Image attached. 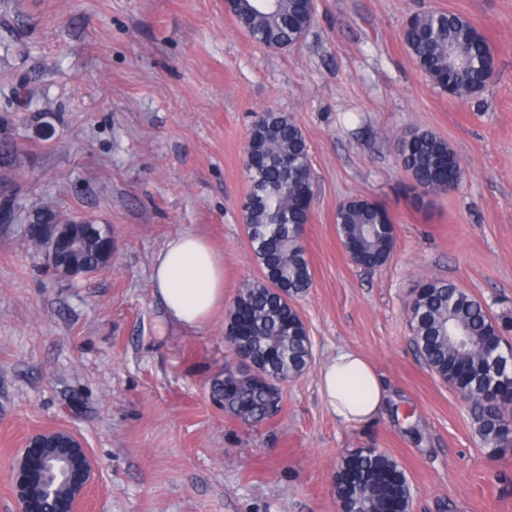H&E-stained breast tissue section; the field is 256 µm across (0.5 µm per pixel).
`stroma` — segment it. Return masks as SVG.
Returning <instances> with one entry per match:
<instances>
[{
  "instance_id": "stroma-1",
  "label": "stroma",
  "mask_w": 512,
  "mask_h": 512,
  "mask_svg": "<svg viewBox=\"0 0 512 512\" xmlns=\"http://www.w3.org/2000/svg\"><path fill=\"white\" fill-rule=\"evenodd\" d=\"M296 46L253 44L225 0H0V150L15 207L44 205L112 230V262L59 277L19 221L0 222V512L26 440L62 429L88 448L86 512H339L348 453L394 458L411 512H512V448L490 454L466 403L425 365L408 323L421 277L454 282L512 322V0H314ZM471 20L495 77L460 99L411 59L423 11ZM289 114L309 147L312 284L297 297L311 341L260 423L224 411L212 384L224 327L261 269L245 233L252 122ZM427 129L463 163L457 188L415 200L397 134ZM365 197L395 226L389 260L353 263L335 224ZM192 231L224 258V306L204 327L165 324L152 259ZM363 354L388 397L367 426L326 409L321 365Z\"/></svg>"
}]
</instances>
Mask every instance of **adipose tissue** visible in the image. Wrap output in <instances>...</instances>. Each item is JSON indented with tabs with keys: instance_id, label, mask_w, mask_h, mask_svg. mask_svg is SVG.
<instances>
[{
	"instance_id": "adipose-tissue-1",
	"label": "adipose tissue",
	"mask_w": 512,
	"mask_h": 512,
	"mask_svg": "<svg viewBox=\"0 0 512 512\" xmlns=\"http://www.w3.org/2000/svg\"><path fill=\"white\" fill-rule=\"evenodd\" d=\"M152 287L168 325L199 329L224 302V258L202 236L177 234L153 259ZM319 391L329 413L344 424L373 421L386 400L370 361L350 349L337 350L321 368Z\"/></svg>"
}]
</instances>
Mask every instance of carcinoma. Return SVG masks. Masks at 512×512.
Returning <instances> with one entry per match:
<instances>
[{"instance_id":"cac0c4a2","label":"carcinoma","mask_w":512,"mask_h":512,"mask_svg":"<svg viewBox=\"0 0 512 512\" xmlns=\"http://www.w3.org/2000/svg\"><path fill=\"white\" fill-rule=\"evenodd\" d=\"M310 0H237L235 19L252 42L287 49L312 26ZM416 65L442 89L468 97L494 78V59L484 36L458 14L427 11L412 16L403 32ZM398 151L417 196L441 195L444 184L457 182L462 167L445 164L454 151L430 130L412 129L397 137ZM249 193L243 205L247 237L262 272V279L248 283L236 302L245 304L254 322L253 335L230 346L232 359L224 363V377L214 382V392L224 408L248 420H264L277 405L276 384L300 374L310 351L307 331L288 301L311 285L309 262L302 245V231L309 220L313 177L305 137L284 112H261L252 126L245 162ZM49 216L62 219L46 206L27 217L42 223ZM338 236L359 248L351 256L364 268L385 264L395 244V229L387 211L378 203L355 198L336 209ZM112 260V232L94 225L72 251L61 253L59 264L78 267L88 274ZM413 341L427 367L469 404V415L484 447L496 453L512 444V365L493 368L488 351L503 344L507 324L493 316L471 294L441 279L419 282L409 315ZM464 329L470 343L459 349L448 333ZM283 357L265 361L267 349ZM393 476L391 496L406 504L410 485L399 464L375 448H361L343 457L336 474V497L341 512H382V485Z\"/></svg>"}]
</instances>
